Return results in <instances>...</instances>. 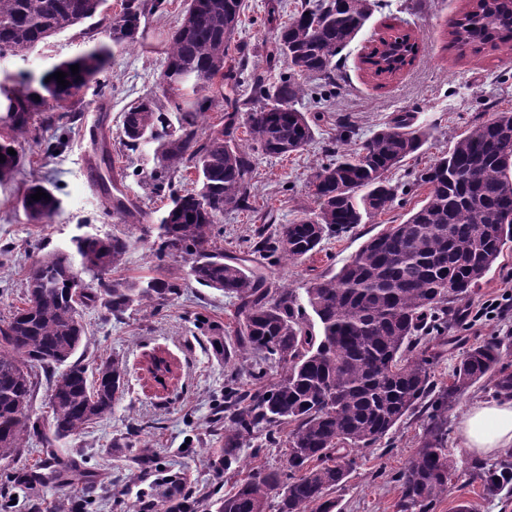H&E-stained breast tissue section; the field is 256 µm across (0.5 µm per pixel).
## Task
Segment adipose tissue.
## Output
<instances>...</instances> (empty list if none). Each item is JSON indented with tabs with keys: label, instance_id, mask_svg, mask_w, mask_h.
<instances>
[{
	"label": "adipose tissue",
	"instance_id": "1",
	"mask_svg": "<svg viewBox=\"0 0 512 512\" xmlns=\"http://www.w3.org/2000/svg\"><path fill=\"white\" fill-rule=\"evenodd\" d=\"M464 448L477 455H489L512 447V401L478 402L458 423Z\"/></svg>",
	"mask_w": 512,
	"mask_h": 512
}]
</instances>
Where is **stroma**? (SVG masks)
I'll use <instances>...</instances> for the list:
<instances>
[{
  "instance_id": "1",
  "label": "stroma",
  "mask_w": 512,
  "mask_h": 512,
  "mask_svg": "<svg viewBox=\"0 0 512 512\" xmlns=\"http://www.w3.org/2000/svg\"><path fill=\"white\" fill-rule=\"evenodd\" d=\"M246 3L236 36L241 54L269 81H277L284 67L267 60L276 29L268 19V0ZM466 6L467 0H378L372 16L342 52L344 68L339 84L331 87L317 79L307 82L308 95L298 107L316 117L311 145L282 158L256 153L250 190L258 211L272 213L279 224L311 215L316 205L308 185L316 165L333 159L343 147H358L399 117H408L414 126L429 133L418 154L392 173L393 182L404 184L411 181L414 170L447 151L471 125L489 118L495 109L512 110V56L490 47L460 50L451 42L452 23ZM185 7L186 0H165L162 11L143 19L141 46L117 52L101 74L100 85L81 91L82 110L76 119L65 117L48 128L42 114H35L28 134L17 142L23 167L14 180L0 185V319L8 318L18 305L32 264L49 252L69 250L72 237L86 232L104 234L125 228L132 245L121 270L124 276H150L159 270L183 280L175 300L156 309L128 311L120 321L100 308L82 312L86 337L79 358L90 365L120 356L126 363L128 380L124 395L107 418L59 443L60 461L76 460L99 479L91 490L95 494L93 512H128L142 495L164 492L165 478L171 471L199 487L220 483L229 490L251 470L262 465L279 466L284 461L282 449L270 448L258 455L249 444L244 446L235 471L222 475L211 467L212 414L224 394L227 376L235 369L215 355L209 338L213 328L234 326V301L188 280L187 264L180 255L157 257L152 237L143 236L140 226L126 227L118 217L105 215L97 191L86 179V167L96 149L92 133L102 119L115 167L126 175L125 192L140 201L143 224H155L156 211L164 200L151 194L149 175L157 167L154 147L149 144L136 154H126L119 133L125 109L155 91L165 44ZM389 26L414 32L421 51L408 69L380 80L362 68L359 54ZM96 38L91 23L73 26L39 45L28 60L0 59V78L22 73L42 75L54 63L90 48ZM342 117L348 118L352 129L345 142L340 141L337 128ZM33 179L46 184L60 200L59 210L45 224L31 223L21 205L24 190ZM425 196L422 187L398 196L389 210L373 220L327 236L305 263L267 265L269 280L276 287L299 290L317 275L335 273L369 238L402 223ZM258 225V219L250 214L226 210L215 228L217 241L225 253L242 255ZM491 338L506 346L505 363L512 367L511 310L487 322L451 321L446 343L434 364L435 381L447 382L462 353L470 345ZM157 351L165 352L176 364V374L164 390L157 388L147 371V360ZM238 374L241 381H248L247 371ZM493 397V384L485 379L449 410L448 457L458 476L447 495L435 502L432 512H457L462 501L468 503L471 512H512V484L486 492L482 481L471 472L475 458L463 448L457 434V424L468 408ZM426 425L425 414L408 416L374 446L359 450L346 483L331 493L338 502V512H397L395 476L419 448ZM134 427L140 433L131 447H113L114 439ZM143 453L154 457L158 469L138 471L135 460ZM49 465L34 437L29 440L28 452L9 461L0 460V489L10 492L9 497L0 499V512H77L90 492L85 485L47 481L29 487L21 483L22 475L46 471Z\"/></svg>"
}]
</instances>
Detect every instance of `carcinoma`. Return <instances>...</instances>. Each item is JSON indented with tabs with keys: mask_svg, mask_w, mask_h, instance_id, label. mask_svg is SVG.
<instances>
[{
	"mask_svg": "<svg viewBox=\"0 0 512 512\" xmlns=\"http://www.w3.org/2000/svg\"><path fill=\"white\" fill-rule=\"evenodd\" d=\"M107 0H0V59H26L48 38L88 20L101 34L91 48L56 63L36 78L23 75L0 82L8 101V128L0 137V182L13 179L20 155L8 154L29 132L32 114L80 111L78 95L104 71L114 49L139 43L142 18L163 0H123L119 17L105 11ZM376 0H302L288 22L276 28V53L286 75L268 82L250 77L253 107L240 113L234 97L239 80L226 67L244 0H188L171 34L160 82L167 88L128 106L121 141L131 154L157 144L163 169L174 176L195 175L192 187L155 180L170 203L157 224L156 256H185L187 276L237 301L239 328L224 339L211 337L218 356L251 362L252 385L236 375L224 383L223 403L214 420L224 425L210 458L224 472L239 467L241 449L259 435L263 445H283L286 463L260 467L236 481L201 493L174 474L169 489L140 504L137 512H186L195 498L207 512H333L330 492L343 485L355 463L352 453L373 446L404 416L425 406L426 437L398 477L399 512H431L448 493L453 466L448 458V410L484 378L495 396L512 399V371L502 365L503 344L487 340L470 346L448 384L432 375L435 340L448 330L452 307L465 302L488 274L503 246L512 241V111L490 117L459 135L448 152L394 186L388 174L418 152L428 133L401 117L353 150L320 163L310 182L314 216L271 230L255 229L249 255L269 264L302 263L326 237L364 224L384 213L398 194L424 186L423 204L400 224L367 240L332 275L310 279L303 293L275 288L249 264L217 246L214 225L227 209L252 208L249 175L254 152L288 156L314 137L312 120L296 108L307 94L306 81L336 83V57L362 30ZM461 50L491 45L512 54V0H472L453 25ZM78 65L77 74L70 66ZM62 71L68 86L52 78ZM228 83L224 116L198 135L199 114L213 99L203 96ZM248 145L240 144L239 128ZM100 196L106 212L126 223L140 221L142 208L119 188L112 154L102 147ZM42 189L48 198L31 195ZM22 206L34 224H46L60 201L42 183L31 184ZM74 249L45 256L29 271L22 305L0 320V460L23 455L29 437L58 456L56 443L78 435L111 413L126 389V365L106 359L94 370L73 360L85 337L81 312L99 306L118 319L131 307H160L182 284L165 275L147 280L111 278L131 247L124 232L84 234ZM90 276V281L81 275ZM279 376L265 382L272 370ZM52 378L50 419L40 425L29 410L38 371ZM62 480L95 483L94 475L71 461Z\"/></svg>",
	"mask_w": 512,
	"mask_h": 512,
	"instance_id": "cac0c4a2",
	"label": "carcinoma"
}]
</instances>
